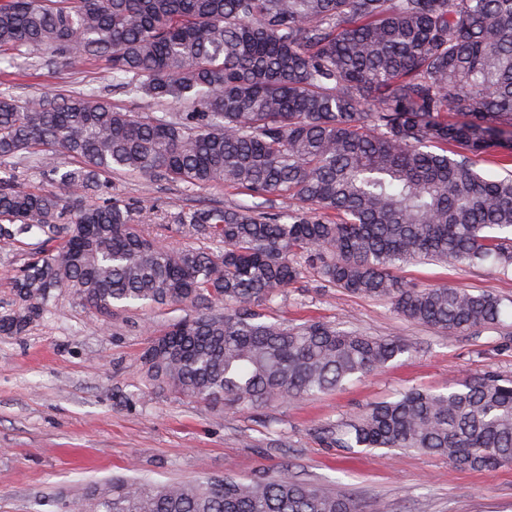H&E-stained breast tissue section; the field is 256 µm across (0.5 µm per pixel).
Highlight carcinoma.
Segmentation results:
<instances>
[{"instance_id":"1","label":"carcinoma","mask_w":512,"mask_h":512,"mask_svg":"<svg viewBox=\"0 0 512 512\" xmlns=\"http://www.w3.org/2000/svg\"><path fill=\"white\" fill-rule=\"evenodd\" d=\"M44 49L103 60L125 94L178 112H127L93 89L0 93V159L34 162L35 187L0 177V237L44 239L12 280L0 335L20 336L68 292L100 317L135 305L197 313L153 334L146 388L212 406L288 404L407 352L394 338L264 319L310 273L463 335L501 323L499 298L415 288L392 269L512 267V0H0V57ZM66 156L72 168L61 171ZM259 202L156 214L112 196L115 172ZM310 205L266 211L272 198ZM159 228L214 249L170 247ZM338 448L416 450L464 470L512 464V378L408 389L331 431ZM58 512H362L282 472L243 482L114 479Z\"/></svg>"}]
</instances>
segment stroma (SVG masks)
Instances as JSON below:
<instances>
[{
	"label": "stroma",
	"instance_id": "35a3bbf8",
	"mask_svg": "<svg viewBox=\"0 0 512 512\" xmlns=\"http://www.w3.org/2000/svg\"><path fill=\"white\" fill-rule=\"evenodd\" d=\"M95 89L129 112L156 106L116 91L104 62L57 63L32 51L27 65L0 62V93ZM113 192L159 209L252 204L225 186L188 189L139 175H116ZM37 235L0 239V313L13 308L10 276ZM396 275L419 288L449 283L501 299L500 325L449 335L398 316L383 300L304 278L265 307L266 320L320 319L371 336L393 337L410 353L381 371L313 400L259 409H222L166 392L145 393L139 357L153 332L192 315L189 307L116 310L101 319L67 293L21 336H0V512H53L71 497L115 477L189 482L231 474L249 481L289 471L303 482L356 498L365 512H512V465L465 471L416 451L347 450L324 431L371 404L420 387L450 384L486 371L512 377V268L449 269L415 262Z\"/></svg>",
	"mask_w": 512,
	"mask_h": 512
}]
</instances>
